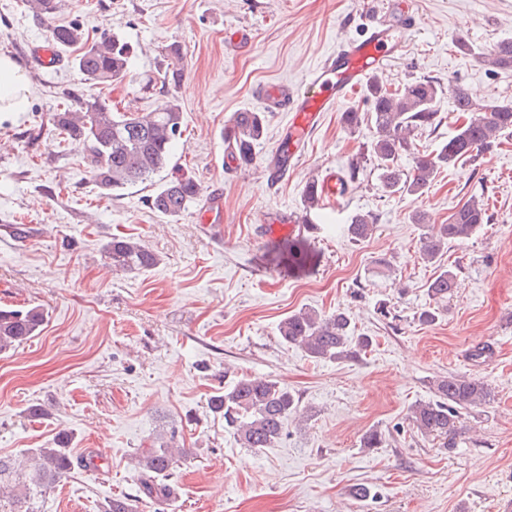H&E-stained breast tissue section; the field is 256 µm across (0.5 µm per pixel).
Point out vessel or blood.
Here are the masks:
<instances>
[{
  "label": "vessel or blood",
  "mask_w": 512,
  "mask_h": 512,
  "mask_svg": "<svg viewBox=\"0 0 512 512\" xmlns=\"http://www.w3.org/2000/svg\"><path fill=\"white\" fill-rule=\"evenodd\" d=\"M416 23V15L407 0H401L392 17L383 14L380 7H372L365 33L341 39L333 51L309 70L302 90L293 91L281 83H268L258 88L257 94L269 111L288 115V132L283 140L287 167L296 165L322 113L334 111L387 62L405 55L406 44L401 32Z\"/></svg>",
  "instance_id": "vessel-or-blood-1"
}]
</instances>
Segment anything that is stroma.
Here are the masks:
<instances>
[{"instance_id":"obj_1","label":"stroma","mask_w":512,"mask_h":512,"mask_svg":"<svg viewBox=\"0 0 512 512\" xmlns=\"http://www.w3.org/2000/svg\"><path fill=\"white\" fill-rule=\"evenodd\" d=\"M365 0H64L58 22L92 37L118 32L135 48L132 76L103 89L112 104L135 100L136 78L165 68L181 47L179 86L140 100L153 109L178 98L184 133L176 170L203 193L222 188L224 221L203 224L199 207L167 218L149 197L170 178L107 196L92 180L84 149L58 141L51 117L93 95L70 62L32 67L30 44L49 32L25 0H0V55L30 79L26 112L0 123V306L39 305L41 332L0 353V455L53 447L59 435L76 464L34 504L35 512H103L118 495L137 512H512V133L475 161L442 170L422 198L387 195L370 156L368 128L349 132L344 112L367 111L364 92L324 113L297 169L269 185L265 165L288 125L266 115V137L250 164L229 170L222 131L242 110H258L256 88L299 90L308 69L344 34L361 31ZM414 29L405 59L380 72L388 88L436 80L474 100H512V67L490 70L479 53L512 40V0H410ZM250 31L248 52L226 40ZM364 173L337 205H325L304 244V268L275 260L263 236L268 212L303 210L308 182L328 172ZM489 222L449 242L437 263L419 257L424 230L448 223L470 197ZM428 212V226L415 211ZM371 215V237L353 241L351 217ZM158 254L154 267L116 273L104 247L115 234ZM458 286L434 322L427 282L438 267ZM312 309L343 312L372 341L345 361H316L282 342L278 325ZM451 373L484 379L494 399L464 412L451 446L422 436L411 407L434 399ZM278 381L303 416L273 447H243L209 408L238 378ZM378 431L379 448L362 438ZM174 437L184 454L170 479V505L139 493L143 449ZM367 497H356L358 487Z\"/></svg>"}]
</instances>
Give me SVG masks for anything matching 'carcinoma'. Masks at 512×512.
<instances>
[{"mask_svg": "<svg viewBox=\"0 0 512 512\" xmlns=\"http://www.w3.org/2000/svg\"><path fill=\"white\" fill-rule=\"evenodd\" d=\"M27 2L36 15L45 19L53 18L61 7V0ZM51 40L61 50L77 51L71 63L93 85L109 87L131 74L130 48L116 35L91 38L77 24H60L51 27ZM169 55L171 62L164 70L139 80L140 93L181 83L180 48L170 47ZM484 63L511 68L512 41L500 42L496 50L484 57ZM366 91L370 111L345 112L343 122L351 131L366 122L370 124L374 132L370 153L377 161L380 185L387 194L422 197L442 169L473 159L476 153L490 148L497 136L512 129V101L480 104L458 85L445 88L431 80H419L390 90L374 79ZM445 94L452 97L463 121L447 141L430 153L415 156L413 169L404 171L398 161L411 152L414 137L433 132L440 125L438 105ZM53 127L58 134L84 143L95 183L103 193L114 194L153 181L170 165L173 150L183 135V112L176 98L158 111L143 112L128 105L121 112L98 95L79 101L74 109L55 113ZM264 135V113L237 112L224 127L225 150L232 160L246 165L252 161L255 147ZM201 200L200 184L183 174L171 177L150 196L151 208L167 217H178ZM322 206L321 193L312 181L305 188L304 208L315 212ZM486 223L484 203L470 198L438 232L422 238L421 258L433 261L448 242L467 239ZM373 230L374 222L368 214H355L348 224V233L355 241L369 237ZM105 257L115 271L146 270L160 261L156 253L121 235L112 236L106 244ZM309 258L306 251L293 244L279 255L280 261L288 265H302ZM456 285L457 274L445 269L430 281L427 292L438 303L447 299ZM44 322V310L37 305L20 309L0 307V353L38 335ZM279 333L284 343L299 346L316 361L351 359L370 345L368 338L354 337L350 320L342 313L326 317L302 310L283 319ZM435 393V399L410 408V420L422 435L445 440L458 430L460 411L486 406L493 400L489 384L453 373L436 381ZM210 406L224 415V424L234 430L243 447L254 449L270 448L277 443L288 420L300 409L295 393L277 381L247 377L215 395ZM181 457L182 453L166 442L142 451L141 488L146 497L161 504L170 501L167 480ZM73 467V457L63 446L35 448L28 453L25 463L0 456V502L18 504L40 496Z\"/></svg>", "mask_w": 512, "mask_h": 512, "instance_id": "obj_1", "label": "carcinoma"}]
</instances>
